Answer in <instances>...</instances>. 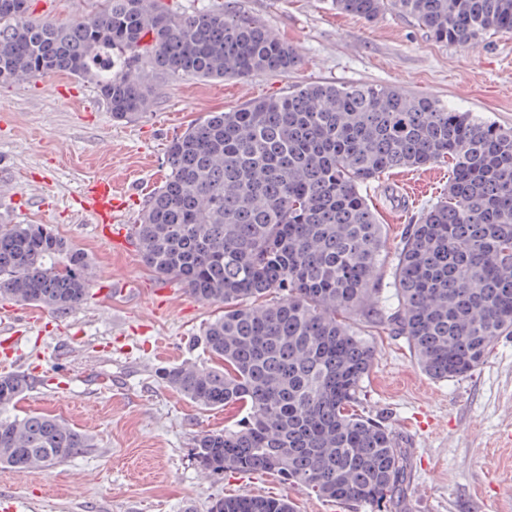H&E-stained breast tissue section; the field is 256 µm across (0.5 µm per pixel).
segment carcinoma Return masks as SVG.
I'll use <instances>...</instances> for the list:
<instances>
[{"label":"carcinoma","instance_id":"1","mask_svg":"<svg viewBox=\"0 0 512 512\" xmlns=\"http://www.w3.org/2000/svg\"><path fill=\"white\" fill-rule=\"evenodd\" d=\"M368 21L393 6L439 43L512 32V0H333ZM298 53L233 11L164 0H92L78 20L0 8V84L63 73L92 86L117 121L152 107L148 74L205 80L285 75ZM169 170L135 225L144 263L224 306L202 342L216 367L161 379L205 408L246 414L199 436L203 474H275L344 503L389 502L406 478L392 432L355 410L374 348L347 322L379 302L383 225L362 188L399 168L450 167L444 197L408 225L396 306L381 323L435 379L473 372L512 336V129L391 87L303 85L207 112L165 151ZM87 254L45 224H0V297L57 312L88 296ZM31 386L0 375V466L43 468L92 447L54 417L9 407ZM211 512H294L241 494Z\"/></svg>","mask_w":512,"mask_h":512}]
</instances>
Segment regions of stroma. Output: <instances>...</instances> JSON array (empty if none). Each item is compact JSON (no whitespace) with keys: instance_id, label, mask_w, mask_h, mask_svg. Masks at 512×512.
<instances>
[{"instance_id":"1","label":"stroma","mask_w":512,"mask_h":512,"mask_svg":"<svg viewBox=\"0 0 512 512\" xmlns=\"http://www.w3.org/2000/svg\"><path fill=\"white\" fill-rule=\"evenodd\" d=\"M178 10L231 7L292 45L300 66L288 75L203 80L151 76V109L113 120L89 84L66 74L0 85V223L46 224L91 258L96 276L120 274L137 291L112 296L91 288L87 301L26 323V308L0 299V320L19 336L14 371L32 374L16 414L61 417L93 446L18 481L0 467V512H210L219 498L284 496L295 512H512V336L502 337L471 374L437 380L416 364L405 341L387 335L380 310L395 306L391 271L380 305L350 319L374 348L359 409L385 424L407 457V478L383 510L339 503L264 474L205 477L189 450L223 429L238 407L204 408L159 377L182 362L210 364L200 341L217 306L182 293L169 313L153 312L160 279L137 249L96 238L77 197L101 177L132 200L126 230L166 180L165 147L209 111H229L311 82L384 85L448 103L512 128V33L476 47L432 40L393 8L368 21L336 11L332 0H168ZM448 167L396 169L363 188L384 224L387 263L421 209L439 200Z\"/></svg>"}]
</instances>
